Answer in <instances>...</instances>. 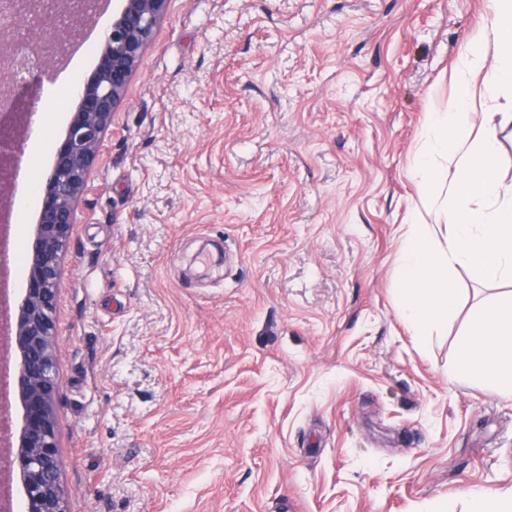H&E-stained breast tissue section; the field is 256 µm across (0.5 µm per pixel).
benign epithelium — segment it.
I'll return each instance as SVG.
<instances>
[{"instance_id":"obj_1","label":"benign epithelium","mask_w":512,"mask_h":512,"mask_svg":"<svg viewBox=\"0 0 512 512\" xmlns=\"http://www.w3.org/2000/svg\"><path fill=\"white\" fill-rule=\"evenodd\" d=\"M169 0H115L112 27L98 51L93 72L83 80L65 137L55 145L52 167L40 177L41 208L29 248L27 287L16 306L0 300V341L14 343L16 394L24 411L14 431L10 387L0 386V512H14L4 475L22 478L24 512H66L57 457L53 312L60 264L68 247L75 206L101 142L126 88L138 69ZM94 7L83 0H0V196L11 189L20 155L16 126L29 124L39 96L16 91L7 76L35 56L47 63L64 55L76 22Z\"/></svg>"}]
</instances>
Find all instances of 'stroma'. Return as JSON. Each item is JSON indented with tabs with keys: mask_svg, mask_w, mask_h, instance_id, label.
I'll list each match as a JSON object with an SVG mask.
<instances>
[{
	"mask_svg": "<svg viewBox=\"0 0 512 512\" xmlns=\"http://www.w3.org/2000/svg\"><path fill=\"white\" fill-rule=\"evenodd\" d=\"M487 0H169L74 216L54 312L67 512H465L512 394L452 384L474 311L399 315L410 168ZM512 190V91L474 103Z\"/></svg>",
	"mask_w": 512,
	"mask_h": 512,
	"instance_id": "35a3bbf8",
	"label": "stroma"
}]
</instances>
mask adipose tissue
Returning a JSON list of instances; mask_svg holds the SVG:
<instances>
[{
	"mask_svg": "<svg viewBox=\"0 0 512 512\" xmlns=\"http://www.w3.org/2000/svg\"><path fill=\"white\" fill-rule=\"evenodd\" d=\"M485 22L462 44L456 96L431 113L412 170L424 207L444 224L404 234L399 256L400 315L415 335L442 329L461 302L457 271L475 283H512V199L502 196L495 129L472 123L479 88H512V0H488ZM456 167L443 181L441 162ZM452 383L477 381L512 394V293L482 304L460 336Z\"/></svg>",
	"mask_w": 512,
	"mask_h": 512,
	"instance_id": "ef3b65f1",
	"label": "adipose tissue"
}]
</instances>
